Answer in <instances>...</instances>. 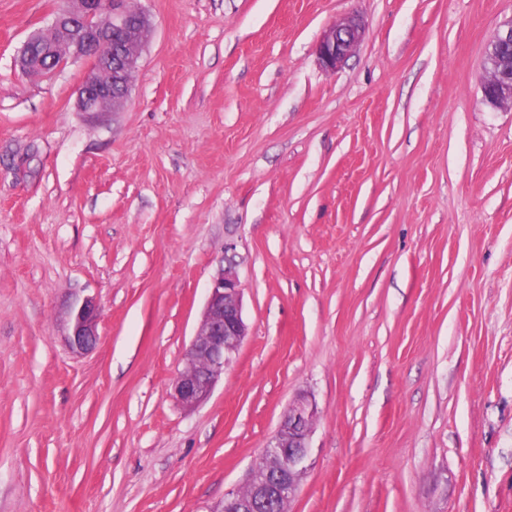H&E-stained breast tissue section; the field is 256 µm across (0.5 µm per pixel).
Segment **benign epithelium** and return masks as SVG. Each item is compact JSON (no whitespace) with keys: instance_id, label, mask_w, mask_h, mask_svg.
I'll return each instance as SVG.
<instances>
[{"instance_id":"benign-epithelium-1","label":"benign epithelium","mask_w":512,"mask_h":512,"mask_svg":"<svg viewBox=\"0 0 512 512\" xmlns=\"http://www.w3.org/2000/svg\"><path fill=\"white\" fill-rule=\"evenodd\" d=\"M101 15L109 17V28H100ZM362 33L354 16L332 26L317 48L321 65L329 71L342 66ZM152 34L148 14L130 0H68L47 30L26 39L17 64L24 75L38 77L81 59L89 68L78 90V110L117 112L136 81L137 56L127 53L139 52ZM485 70L482 102L492 109L512 108V19L501 24L489 41ZM99 316V305L89 296L74 298L60 312L59 325L72 353L83 355L96 348ZM246 336L240 282L229 264L212 279L200 324L185 353L186 365L173 381L174 397L182 407L195 408L210 396ZM317 414V403L309 393L297 395L266 445L272 454L287 449L278 458L276 474L271 477L252 470L247 480L252 496L244 499L238 491H231L212 512H279L291 503L307 470L309 438Z\"/></svg>"}]
</instances>
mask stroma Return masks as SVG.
Segmentation results:
<instances>
[{"instance_id": "stroma-1", "label": "stroma", "mask_w": 512, "mask_h": 512, "mask_svg": "<svg viewBox=\"0 0 512 512\" xmlns=\"http://www.w3.org/2000/svg\"><path fill=\"white\" fill-rule=\"evenodd\" d=\"M136 2L153 37L94 115L84 61L15 64L66 0H0V512H211L302 392L290 512H512V109L481 91L512 0ZM228 258L248 336L187 411ZM363 28L354 16H348L323 35L317 54L321 65L335 71L352 55L362 39ZM99 316V305L94 297L89 296L74 298L60 312L59 325L73 354L83 355L96 348Z\"/></svg>"}]
</instances>
